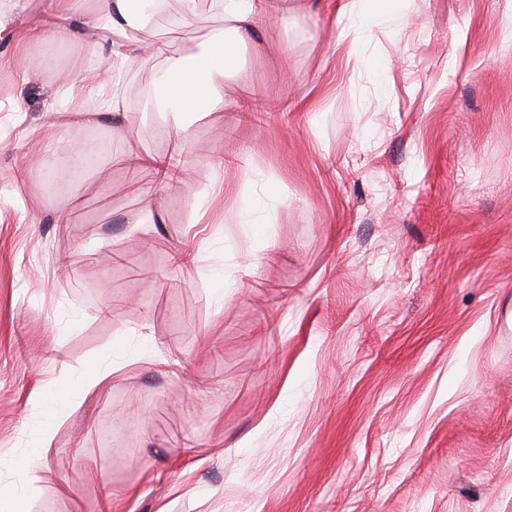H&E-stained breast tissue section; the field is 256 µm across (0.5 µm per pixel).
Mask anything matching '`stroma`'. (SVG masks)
Here are the masks:
<instances>
[{
	"label": "stroma",
	"instance_id": "35a3bbf8",
	"mask_svg": "<svg viewBox=\"0 0 512 512\" xmlns=\"http://www.w3.org/2000/svg\"><path fill=\"white\" fill-rule=\"evenodd\" d=\"M336 4L265 22L238 103L186 141L139 108L159 68L128 66L121 134L59 129L110 142L74 197L17 173L105 53L62 0H0V491L39 476L19 512H512V0H374L359 66ZM131 151L188 173L160 188ZM219 175L237 208L193 223ZM151 196L161 223L125 224Z\"/></svg>",
	"mask_w": 512,
	"mask_h": 512
}]
</instances>
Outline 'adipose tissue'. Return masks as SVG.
Returning <instances> with one entry per match:
<instances>
[{
  "label": "adipose tissue",
  "instance_id": "obj_1",
  "mask_svg": "<svg viewBox=\"0 0 512 512\" xmlns=\"http://www.w3.org/2000/svg\"><path fill=\"white\" fill-rule=\"evenodd\" d=\"M72 12L83 15L109 57L138 66L167 67L142 102L143 109L169 106L173 113L188 114L201 120L223 111L239 91L233 77L239 70L242 53L258 32L257 23L275 9L273 0H224V26L213 32L194 54L171 60L166 40L144 37V0H95L92 10H84V0H68ZM108 69L89 68L67 90L74 111L48 107L43 119L47 127L81 118L108 123L113 134H120L127 111L128 96L113 90L107 103L99 97L105 88Z\"/></svg>",
  "mask_w": 512,
  "mask_h": 512
}]
</instances>
